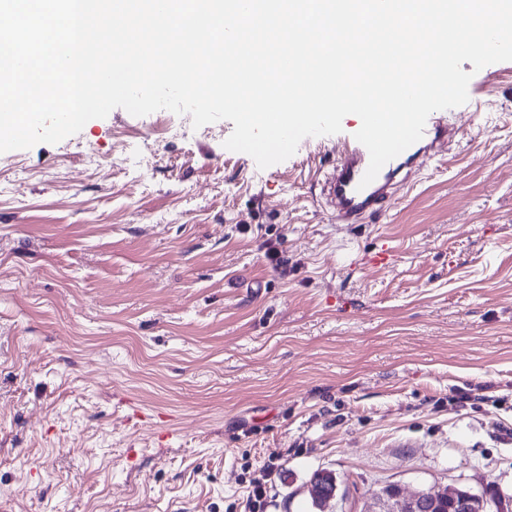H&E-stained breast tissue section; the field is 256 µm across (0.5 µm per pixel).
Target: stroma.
<instances>
[{"mask_svg": "<svg viewBox=\"0 0 512 512\" xmlns=\"http://www.w3.org/2000/svg\"><path fill=\"white\" fill-rule=\"evenodd\" d=\"M461 68L451 145L358 224L330 137L262 169L230 121L116 108L0 153V512H244L267 461L264 512L512 494V62ZM325 471H315L310 477L309 494L312 498L313 504L323 507L327 505L330 498L333 496V486L330 484L333 479L332 473H325ZM395 492L385 493L387 499L396 500L399 505L398 512H411V510H417L419 507H423L425 502L432 501L434 504L438 502V495L433 493L431 490L421 489L410 496H403L400 488L396 485Z\"/></svg>", "mask_w": 512, "mask_h": 512, "instance_id": "stroma-1", "label": "stroma"}]
</instances>
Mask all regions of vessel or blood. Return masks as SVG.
<instances>
[{
    "mask_svg": "<svg viewBox=\"0 0 512 512\" xmlns=\"http://www.w3.org/2000/svg\"><path fill=\"white\" fill-rule=\"evenodd\" d=\"M453 136L447 125L427 121L422 138L386 163L375 180L365 187L360 181L369 165L367 149L355 137L340 138L336 163L320 178L321 193L332 207L337 223L357 224L366 213L380 209L393 193L396 176L420 157L432 154L437 144L451 141Z\"/></svg>",
    "mask_w": 512,
    "mask_h": 512,
    "instance_id": "vessel-or-blood-1",
    "label": "vessel or blood"
}]
</instances>
